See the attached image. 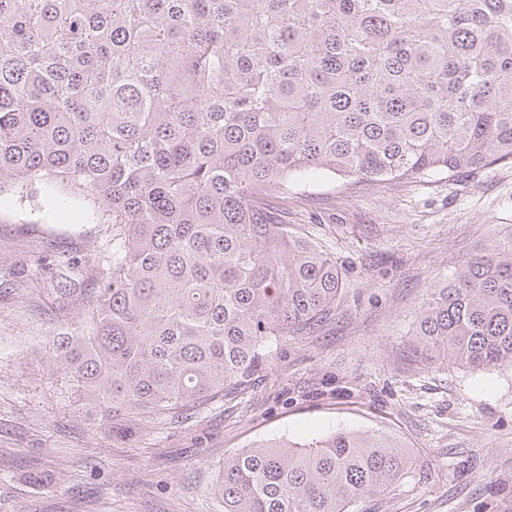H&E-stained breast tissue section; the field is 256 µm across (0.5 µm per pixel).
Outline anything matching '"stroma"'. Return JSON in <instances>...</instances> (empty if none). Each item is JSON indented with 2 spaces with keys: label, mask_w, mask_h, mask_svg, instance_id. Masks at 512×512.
Here are the masks:
<instances>
[{
  "label": "stroma",
  "mask_w": 512,
  "mask_h": 512,
  "mask_svg": "<svg viewBox=\"0 0 512 512\" xmlns=\"http://www.w3.org/2000/svg\"><path fill=\"white\" fill-rule=\"evenodd\" d=\"M75 203L0 201V512H224V458L267 441L382 433L413 464L353 512H512V366L417 363L409 346L428 288L512 242V162L354 185L303 174L285 220L333 255L347 288L312 333L288 340L246 390L190 419L107 429L42 342L70 326L45 263L93 287L103 225ZM45 479L33 490L27 475Z\"/></svg>",
  "instance_id": "35a3bbf8"
}]
</instances>
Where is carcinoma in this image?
I'll use <instances>...</instances> for the list:
<instances>
[{"label": "carcinoma", "instance_id": "1", "mask_svg": "<svg viewBox=\"0 0 512 512\" xmlns=\"http://www.w3.org/2000/svg\"><path fill=\"white\" fill-rule=\"evenodd\" d=\"M512 161V0H0V196L108 231L54 364L101 420L201 410L345 288L273 201ZM424 359L512 366V244L419 303ZM411 458L335 431L224 457V512H351Z\"/></svg>", "mask_w": 512, "mask_h": 512}]
</instances>
